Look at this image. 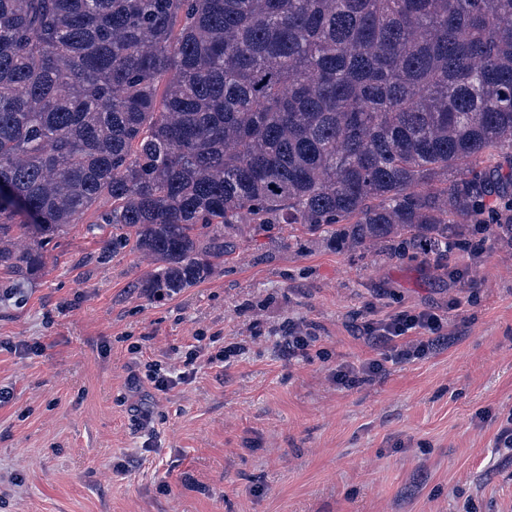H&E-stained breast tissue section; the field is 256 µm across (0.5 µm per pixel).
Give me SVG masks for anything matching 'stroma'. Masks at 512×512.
Masks as SVG:
<instances>
[{"label":"stroma","mask_w":512,"mask_h":512,"mask_svg":"<svg viewBox=\"0 0 512 512\" xmlns=\"http://www.w3.org/2000/svg\"><path fill=\"white\" fill-rule=\"evenodd\" d=\"M95 218L45 248L38 276L0 267V512H512V459L495 450L512 247L484 233L395 257L244 225L209 279L159 299L138 286L153 269L138 251L100 259ZM404 309L446 315L444 342L336 385V365L379 355L358 324ZM292 325L320 356L288 357ZM199 336L230 356L184 366ZM143 362L178 383L132 390Z\"/></svg>","instance_id":"obj_1"}]
</instances>
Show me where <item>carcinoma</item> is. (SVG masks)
Returning a JSON list of instances; mask_svg holds the SVG:
<instances>
[{"label": "carcinoma", "mask_w": 512, "mask_h": 512, "mask_svg": "<svg viewBox=\"0 0 512 512\" xmlns=\"http://www.w3.org/2000/svg\"><path fill=\"white\" fill-rule=\"evenodd\" d=\"M1 184L0 267L101 202L157 298L240 224L512 243V0H0Z\"/></svg>", "instance_id": "obj_1"}]
</instances>
